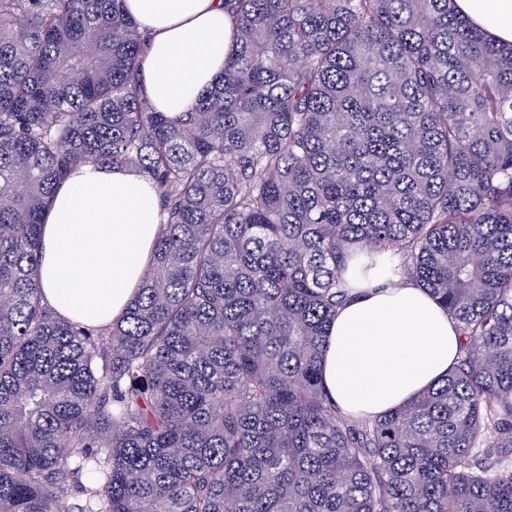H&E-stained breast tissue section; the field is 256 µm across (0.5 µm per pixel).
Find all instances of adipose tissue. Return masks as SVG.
<instances>
[{"label":"adipose tissue","mask_w":512,"mask_h":512,"mask_svg":"<svg viewBox=\"0 0 512 512\" xmlns=\"http://www.w3.org/2000/svg\"><path fill=\"white\" fill-rule=\"evenodd\" d=\"M456 11L504 47L512 46V0H455ZM145 32V93L162 112L192 111L224 71L232 26L223 0H125ZM162 231L152 184L125 168L86 164L60 184L45 214L40 283L64 319L111 324L136 294ZM351 297L329 329L324 385L347 415L375 417L446 375L460 338L454 322L414 283L384 271L348 270Z\"/></svg>","instance_id":"ef3b65f1"}]
</instances>
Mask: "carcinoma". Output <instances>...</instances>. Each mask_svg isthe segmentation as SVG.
Masks as SVG:
<instances>
[{"mask_svg":"<svg viewBox=\"0 0 512 512\" xmlns=\"http://www.w3.org/2000/svg\"><path fill=\"white\" fill-rule=\"evenodd\" d=\"M224 5V74L170 117L124 0H0V512H512V48L453 0ZM83 164L160 200L105 328L39 280ZM394 246L459 358L345 416L322 382L343 273Z\"/></svg>","mask_w":512,"mask_h":512,"instance_id":"obj_1","label":"carcinoma"}]
</instances>
